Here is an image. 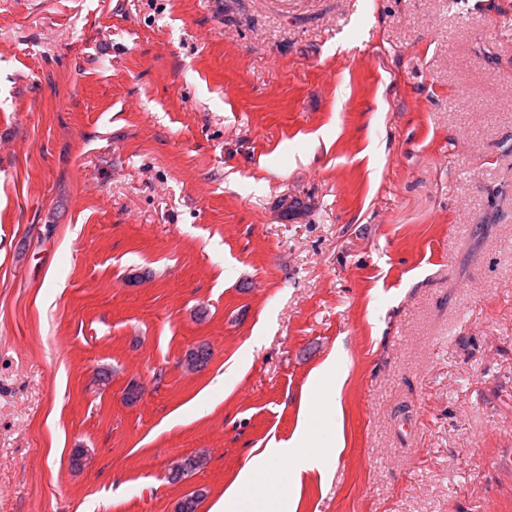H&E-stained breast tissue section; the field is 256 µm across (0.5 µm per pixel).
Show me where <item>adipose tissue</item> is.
I'll use <instances>...</instances> for the list:
<instances>
[{
	"instance_id": "obj_1",
	"label": "adipose tissue",
	"mask_w": 512,
	"mask_h": 512,
	"mask_svg": "<svg viewBox=\"0 0 512 512\" xmlns=\"http://www.w3.org/2000/svg\"><path fill=\"white\" fill-rule=\"evenodd\" d=\"M311 428L300 426L291 439L272 443L254 457L252 464L240 472L234 486L213 506L211 512H288L295 500L296 488L302 473L322 469L335 459L339 448L335 440H328L325 448L313 450L309 446ZM289 461L292 470L287 483H280L278 465ZM280 483L276 498H268L266 490L271 483Z\"/></svg>"
}]
</instances>
